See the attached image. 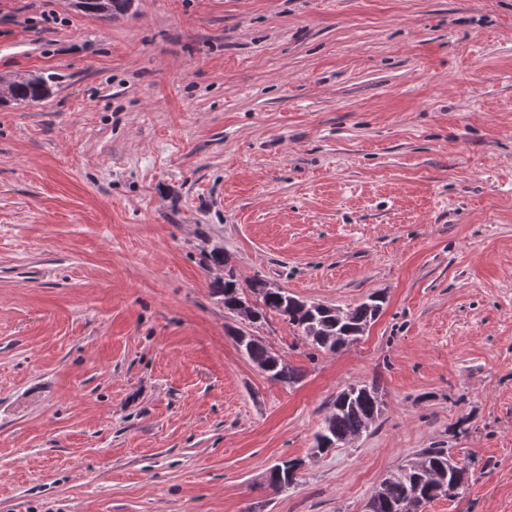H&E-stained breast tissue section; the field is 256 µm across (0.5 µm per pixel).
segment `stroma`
Masks as SVG:
<instances>
[{
  "instance_id": "obj_1",
  "label": "stroma",
  "mask_w": 512,
  "mask_h": 512,
  "mask_svg": "<svg viewBox=\"0 0 512 512\" xmlns=\"http://www.w3.org/2000/svg\"><path fill=\"white\" fill-rule=\"evenodd\" d=\"M0 512H365L424 448L470 466L422 512H512V0H0ZM383 309L312 349L227 333L204 254ZM377 384L330 452L327 403ZM304 465L278 493L266 473ZM133 0H80L79 7L84 12L93 14L103 21H111L112 17L129 10ZM1 79L6 80L1 84V86L5 87L4 90H7V95L3 98L14 101L17 104L39 103L50 95L51 77L31 75L15 76L9 79L0 77ZM230 334L239 349L261 370L268 373L270 379L288 384L299 380L300 371L275 355L257 336L242 327H230ZM384 401L378 387L371 385H349L336 393L329 403L319 430L315 434L317 451L346 447L364 433L369 432L381 417ZM329 442L332 447H325Z\"/></svg>"
}]
</instances>
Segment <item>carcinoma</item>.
<instances>
[{
	"instance_id": "1",
	"label": "carcinoma",
	"mask_w": 512,
	"mask_h": 512,
	"mask_svg": "<svg viewBox=\"0 0 512 512\" xmlns=\"http://www.w3.org/2000/svg\"><path fill=\"white\" fill-rule=\"evenodd\" d=\"M132 0H78L83 11L110 21L129 10ZM5 98L18 104H34L50 95V78L40 75L15 76L3 82ZM209 264L224 267V276L212 283L213 295L224 304V311L250 324L275 313L297 328L300 336L319 351L335 352L354 343L364 335L379 316L385 296L370 295L365 301L346 308L308 302L291 295L287 290L256 274L242 283L229 257L221 248H213L206 256ZM239 349L270 379L294 384L300 371L275 355L262 340L241 327L230 328ZM384 401L378 387L349 385L336 393L329 403L319 430L315 448L328 442L332 448H342L369 432L381 417ZM300 459H287L270 468L267 481L270 487L282 492L293 487V470ZM469 469L452 458L446 448H423L414 458L390 472L371 495L366 512H419L422 503L440 496L438 489L446 484L456 490L468 481Z\"/></svg>"
}]
</instances>
